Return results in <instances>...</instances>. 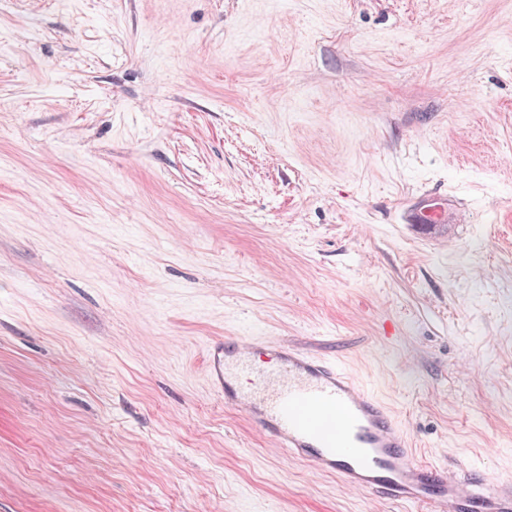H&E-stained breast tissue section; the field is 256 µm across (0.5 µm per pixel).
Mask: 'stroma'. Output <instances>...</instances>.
<instances>
[{
  "mask_svg": "<svg viewBox=\"0 0 512 512\" xmlns=\"http://www.w3.org/2000/svg\"><path fill=\"white\" fill-rule=\"evenodd\" d=\"M219 336L512 478V0H0V512H420L225 407ZM448 209L440 203L429 200L410 214L412 224H446Z\"/></svg>",
  "mask_w": 512,
  "mask_h": 512,
  "instance_id": "1",
  "label": "stroma"
}]
</instances>
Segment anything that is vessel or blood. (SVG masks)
<instances>
[{"label": "vessel or blood", "mask_w": 512, "mask_h": 512, "mask_svg": "<svg viewBox=\"0 0 512 512\" xmlns=\"http://www.w3.org/2000/svg\"><path fill=\"white\" fill-rule=\"evenodd\" d=\"M414 224H444L448 210L428 201ZM206 377L226 407L290 456L382 501L428 512H512V480L490 481L475 465L456 473L418 461L391 411L336 360L268 338L210 340Z\"/></svg>", "instance_id": "1"}]
</instances>
